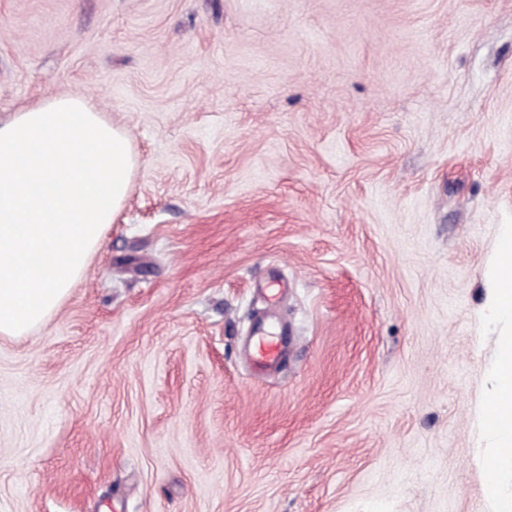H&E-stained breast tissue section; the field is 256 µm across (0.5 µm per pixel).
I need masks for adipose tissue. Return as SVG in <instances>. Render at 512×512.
<instances>
[{"label": "adipose tissue", "instance_id": "obj_1", "mask_svg": "<svg viewBox=\"0 0 512 512\" xmlns=\"http://www.w3.org/2000/svg\"><path fill=\"white\" fill-rule=\"evenodd\" d=\"M138 165L128 133L87 100L50 95L0 123V335L29 333L55 312L97 252ZM488 299L501 334L484 430L493 512H512V250Z\"/></svg>", "mask_w": 512, "mask_h": 512}]
</instances>
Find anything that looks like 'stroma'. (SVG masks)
Instances as JSON below:
<instances>
[{"label": "stroma", "mask_w": 512, "mask_h": 512, "mask_svg": "<svg viewBox=\"0 0 512 512\" xmlns=\"http://www.w3.org/2000/svg\"><path fill=\"white\" fill-rule=\"evenodd\" d=\"M49 94L139 166L0 336V512H491L512 0H0V119ZM284 346L278 337L268 335L257 336L250 360L257 372L266 373L282 359Z\"/></svg>", "instance_id": "obj_1"}]
</instances>
